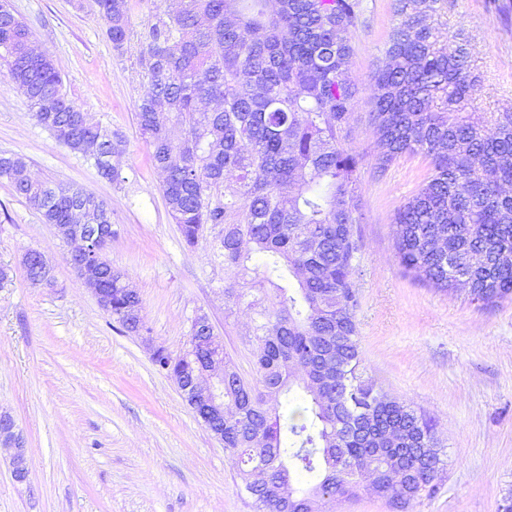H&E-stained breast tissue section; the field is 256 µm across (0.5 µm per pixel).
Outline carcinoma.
I'll return each mask as SVG.
<instances>
[{"label": "carcinoma", "mask_w": 512, "mask_h": 512, "mask_svg": "<svg viewBox=\"0 0 512 512\" xmlns=\"http://www.w3.org/2000/svg\"><path fill=\"white\" fill-rule=\"evenodd\" d=\"M116 50L130 0H95ZM445 0H395L398 17L370 71L371 121L385 170L430 159L425 184L395 215L396 253L443 291L463 286L484 306L512 297V112L469 109L477 77L468 40H442L430 19ZM362 0H179L144 33L149 82L137 105L141 136L186 243L221 226L227 315L245 306L255 383L224 362V450L255 512H322L369 490L397 512L435 486L442 465L433 424L366 376L352 275L360 240L359 166L346 146L359 87L349 68ZM29 27L0 0V66L41 126L117 181L115 133L63 89L32 47ZM27 158L0 153V180L48 224H110L93 193L31 179ZM460 259L470 278L448 266ZM110 316L148 331L129 276L100 258ZM191 352L153 357L186 382L207 367Z\"/></svg>", "instance_id": "1"}]
</instances>
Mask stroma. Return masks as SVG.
Instances as JSON below:
<instances>
[{
  "label": "stroma",
  "instance_id": "stroma-1",
  "mask_svg": "<svg viewBox=\"0 0 512 512\" xmlns=\"http://www.w3.org/2000/svg\"><path fill=\"white\" fill-rule=\"evenodd\" d=\"M175 0H131L128 38L114 49L93 0H12L35 47L50 53L69 96L122 138V177L101 178L80 154L40 126L0 73V151L24 154L37 180L94 193L112 210L104 256L138 290L148 337L122 333L69 260L53 225L0 180V411L10 413L28 450L27 482H16L11 451L0 449V512H254L237 490L224 446L193 415L152 350L188 346L191 321L210 318L224 352L254 381L255 347L246 311L227 315L221 228L205 225L188 246L149 161L136 107L148 83L145 28ZM448 0L444 36L463 32L479 78L472 108L512 111V0ZM365 26L353 36L350 69L360 84L347 143L363 157L362 250L353 281L367 374L389 396L430 419L444 468L433 494L411 512H505L512 505V300L492 307L465 289L419 281L395 249L396 211L428 177L421 155L376 167L369 74L396 23L393 0H363ZM50 260L49 278L29 280L27 250Z\"/></svg>",
  "mask_w": 512,
  "mask_h": 512
}]
</instances>
